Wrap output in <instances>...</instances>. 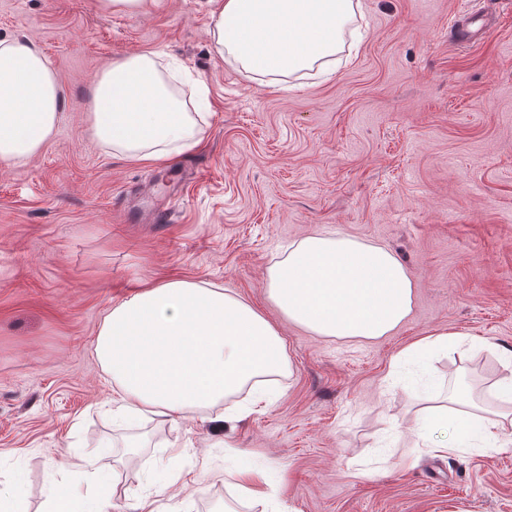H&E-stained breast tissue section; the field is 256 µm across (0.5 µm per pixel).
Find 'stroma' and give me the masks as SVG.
<instances>
[{"mask_svg":"<svg viewBox=\"0 0 512 512\" xmlns=\"http://www.w3.org/2000/svg\"><path fill=\"white\" fill-rule=\"evenodd\" d=\"M360 2L348 62L282 91L213 51V0L109 16L97 0H0V38L37 44L63 98L40 153L0 163V488L22 481L24 512L55 482L84 484L66 455L109 438L108 512L146 496L155 512H512V447L415 453L407 437L428 400L464 386L484 401L512 372V0ZM465 10L500 21L458 46L448 24ZM148 51L182 61V96L209 103L198 144L159 165L113 157L88 120L103 68ZM133 204L172 219L129 223ZM324 230L407 268L412 311L391 335L315 336L268 300L281 248ZM171 279L236 292L285 339L290 376L230 437L206 414L125 428L102 409L104 314ZM441 332L457 343L409 353ZM205 461L266 482L251 498L195 483ZM174 464L182 479L159 492Z\"/></svg>","mask_w":512,"mask_h":512,"instance_id":"stroma-1","label":"stroma"}]
</instances>
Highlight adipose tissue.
Masks as SVG:
<instances>
[{
	"mask_svg": "<svg viewBox=\"0 0 512 512\" xmlns=\"http://www.w3.org/2000/svg\"><path fill=\"white\" fill-rule=\"evenodd\" d=\"M358 0H221L213 15L214 51L248 79L290 90L291 78L335 65L346 41H361ZM93 135L114 155L158 164L198 143L201 113L189 112L177 70L159 54L112 61L93 91ZM61 109L56 75L35 46L0 40V161L24 162L56 130ZM269 301L314 335L376 339L408 316L412 284L387 249L343 235L312 233L289 244L268 270ZM94 353L112 383V401L127 422L200 413L245 391L253 410L268 406L265 383L291 369L277 328L238 294L187 280L147 284L104 316ZM499 408L475 413L451 392L424 408L409 445L454 454L512 446V378L490 387ZM459 421L446 443L431 446L429 424ZM96 478L95 492L60 483L45 512H104L111 490L99 481L97 455L67 458Z\"/></svg>",
	"mask_w": 512,
	"mask_h": 512,
	"instance_id": "adipose-tissue-1",
	"label": "adipose tissue"
}]
</instances>
